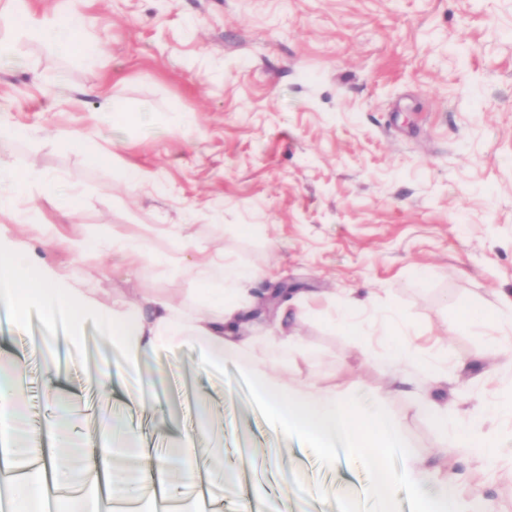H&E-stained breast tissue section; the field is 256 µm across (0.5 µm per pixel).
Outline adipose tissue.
<instances>
[{"instance_id":"1","label":"adipose tissue","mask_w":512,"mask_h":512,"mask_svg":"<svg viewBox=\"0 0 512 512\" xmlns=\"http://www.w3.org/2000/svg\"><path fill=\"white\" fill-rule=\"evenodd\" d=\"M10 21L31 38L64 49L81 44L83 20L74 9L68 10L64 19L44 21L25 9L16 8ZM22 262L18 251L0 248V307L10 310L19 320L25 319L29 306L28 277ZM33 265L39 273L41 288L37 299L46 320L54 321L62 309L76 320L84 312H93L107 325L113 341L120 345L124 368H138L146 355L170 352L187 342L196 343L225 360L244 362L249 358L253 338L246 335L245 328L249 307L257 299L248 286L261 278L259 270L231 267L220 257L185 263L172 254L162 259V267L176 274H189L196 287L207 294L206 309L177 308L165 296L153 295L142 297L134 304L132 313L119 315L112 307L85 299L74 289L64 287V277L58 269L38 259ZM253 376L272 414L285 428L298 430L310 439L322 442L338 436L349 447L379 451L400 440V426L395 419L380 413L372 423H365L363 416L355 415L348 394L319 391L307 385L283 386L260 369L254 370ZM433 420L437 431L450 435L455 446L469 449L481 459L497 457L500 440L494 431L485 428L482 418L452 417L446 410L437 408Z\"/></svg>"}]
</instances>
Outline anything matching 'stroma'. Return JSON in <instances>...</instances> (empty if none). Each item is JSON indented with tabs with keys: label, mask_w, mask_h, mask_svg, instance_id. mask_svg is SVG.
<instances>
[{
	"label": "stroma",
	"mask_w": 512,
	"mask_h": 512,
	"mask_svg": "<svg viewBox=\"0 0 512 512\" xmlns=\"http://www.w3.org/2000/svg\"><path fill=\"white\" fill-rule=\"evenodd\" d=\"M10 7L0 0V39L14 45L0 55V130L30 135L0 139V154L53 177L73 211L33 188L0 216V240L22 247L25 225L39 222L95 243L115 230L149 238L154 257L132 276L102 250L78 260L50 244L37 252L114 310L156 292L199 307L203 292L155 263L175 249L166 225L180 224L187 257L224 251L263 271L253 294L285 283L307 301L303 360L259 344L248 363L205 366L187 345L113 370L105 389L86 347L122 355L93 315L62 313L50 326L38 304L21 323L0 308V358H23L27 424L48 422L58 395L72 401L71 435L84 447L110 418L157 452L190 442L223 485L222 512H262L270 495L281 512H405L447 478L459 512L477 493L512 512V423L496 412L512 373L502 354L474 355L512 329L466 317L512 295V0H82L89 53L23 37L1 19ZM131 167L140 184L121 179ZM370 297L402 310L410 328L346 330L341 310ZM44 336L74 355L52 392L36 346ZM393 345L433 356L443 379L392 367ZM253 365L396 418L390 498L372 495L360 451L284 431ZM157 381L163 425L134 396ZM429 403L482 415L503 454L485 464L448 447Z\"/></svg>",
	"instance_id": "stroma-1"
}]
</instances>
